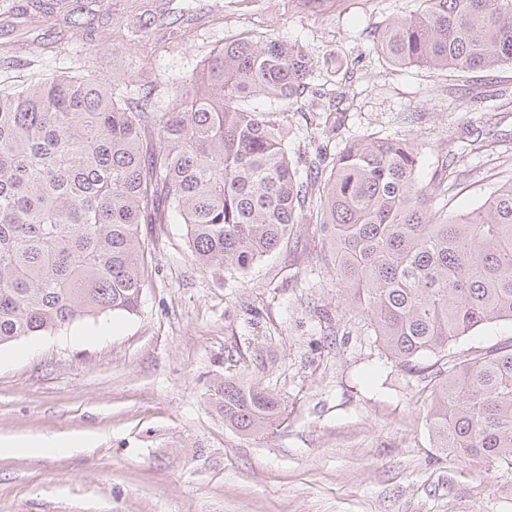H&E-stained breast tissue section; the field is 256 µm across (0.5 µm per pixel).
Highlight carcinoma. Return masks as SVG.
<instances>
[{"mask_svg":"<svg viewBox=\"0 0 512 512\" xmlns=\"http://www.w3.org/2000/svg\"><path fill=\"white\" fill-rule=\"evenodd\" d=\"M373 31L391 63L458 75L512 63V0H424ZM112 26V5L85 0ZM70 0H32L20 13L75 25ZM315 71L296 43L245 35L213 49L155 111L156 89L135 99L89 70L0 84V345L85 317L137 312L154 247L140 225H185L190 255L244 279L251 267L313 224L335 244L323 263L405 368L495 321L512 322V181L453 215L456 160L417 181L414 138L364 135L306 176L288 154L278 113L250 103L298 102ZM324 139L339 104L316 110ZM211 400L224 425L257 435L284 419L269 388L220 378ZM436 447L512 465V345L448 361L432 391Z\"/></svg>","mask_w":512,"mask_h":512,"instance_id":"obj_1","label":"carcinoma"}]
</instances>
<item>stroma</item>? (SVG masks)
I'll return each mask as SVG.
<instances>
[{
	"label": "stroma",
	"mask_w": 512,
	"mask_h": 512,
	"mask_svg": "<svg viewBox=\"0 0 512 512\" xmlns=\"http://www.w3.org/2000/svg\"><path fill=\"white\" fill-rule=\"evenodd\" d=\"M422 0H112V27L84 16L64 32V55L35 32L0 29L20 44L0 79L88 59L121 90L188 82L216 46L250 33L303 45L311 86L279 113L292 155L336 152L378 133L411 135L419 177L441 176L446 154L493 134L495 154L461 158L448 202L460 214L512 179V64L465 77L387 62L369 33L419 11ZM188 41L172 40L176 31ZM342 95L332 143L312 104ZM153 272L139 309L81 319L0 346V442L68 438L66 454L0 455V512H512V468L435 448L428 424L437 354L401 367L368 336L321 255L329 240L301 224L244 280L192 261L181 224H144ZM110 338L96 339L103 324ZM512 342V323L488 324L448 347L454 358ZM239 377L284 400L283 422L258 436L231 429L210 403L215 379Z\"/></svg>",
	"instance_id": "obj_1"
}]
</instances>
